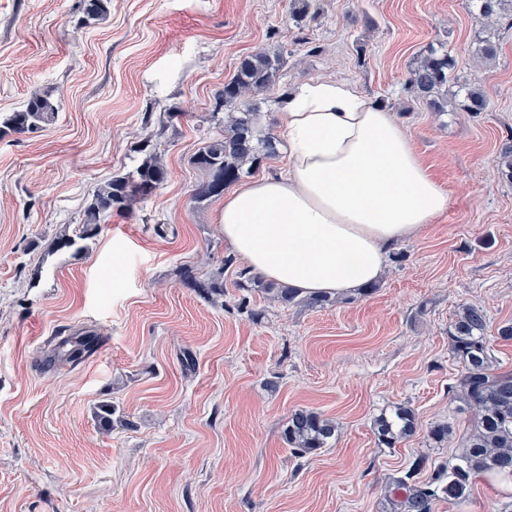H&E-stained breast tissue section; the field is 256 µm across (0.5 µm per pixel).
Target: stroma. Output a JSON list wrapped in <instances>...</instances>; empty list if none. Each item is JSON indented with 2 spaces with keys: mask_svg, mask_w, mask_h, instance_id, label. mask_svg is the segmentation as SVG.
Segmentation results:
<instances>
[{
  "mask_svg": "<svg viewBox=\"0 0 512 512\" xmlns=\"http://www.w3.org/2000/svg\"><path fill=\"white\" fill-rule=\"evenodd\" d=\"M83 22L80 0H0V113L32 93L59 105L34 134L0 136V512H391L388 492L420 454L453 464L431 427L455 437L468 414L448 392L462 366L448 332L459 306L486 315L500 368L512 371V181L498 173L512 139V30L477 66L468 0H106ZM458 81L479 79L487 111L428 112L405 88L429 46ZM282 52L258 124L283 135L282 99L340 78L405 130L447 211L397 244L375 288L310 307L236 287L217 222L220 199L193 207L190 163L240 61ZM178 119H168L170 110ZM152 145L166 182L92 238L62 245L92 195ZM223 269V295L182 281ZM94 336L66 360L61 342ZM276 388H269V381ZM112 407V428L97 419ZM417 429L379 445L373 423L397 406ZM333 418L335 439L294 454L290 414ZM512 492L477 479L468 500L434 512H504Z\"/></svg>",
  "mask_w": 512,
  "mask_h": 512,
  "instance_id": "obj_1",
  "label": "stroma"
}]
</instances>
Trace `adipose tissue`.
<instances>
[{"instance_id":"obj_1","label":"adipose tissue","mask_w":512,"mask_h":512,"mask_svg":"<svg viewBox=\"0 0 512 512\" xmlns=\"http://www.w3.org/2000/svg\"><path fill=\"white\" fill-rule=\"evenodd\" d=\"M282 109L288 170L225 194V246L301 296L343 295L378 281L390 248L447 211V190L392 112L351 82L307 85Z\"/></svg>"}]
</instances>
